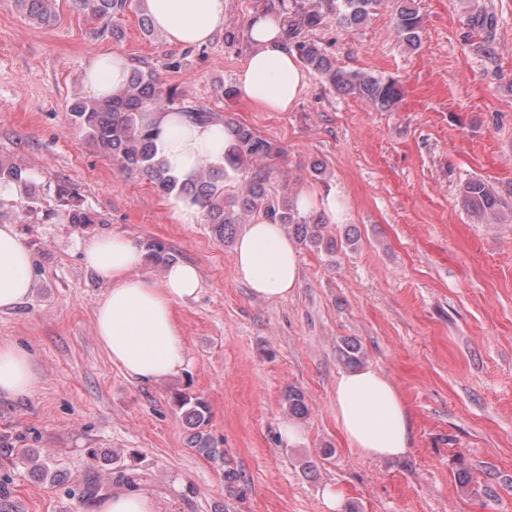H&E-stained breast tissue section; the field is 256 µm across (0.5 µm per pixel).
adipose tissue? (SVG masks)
I'll list each match as a JSON object with an SVG mask.
<instances>
[{"label":"adipose tissue","mask_w":512,"mask_h":512,"mask_svg":"<svg viewBox=\"0 0 512 512\" xmlns=\"http://www.w3.org/2000/svg\"><path fill=\"white\" fill-rule=\"evenodd\" d=\"M145 13L167 42L179 47L208 44L228 22L227 0H142ZM251 50L239 68L238 96L266 112H285L299 99L307 80L275 16L257 13L248 22ZM130 63L105 52L86 65L83 79L104 97L125 83ZM137 122L150 130L157 159L182 181L202 165L224 161L222 123L200 124L177 109L149 111ZM85 265L108 288L95 310L99 344L113 363L136 381L151 383L174 374L184 363L177 307L202 286L198 269L179 262L161 278L143 274L141 250L120 235L83 240ZM235 273L251 293L264 299L292 296L300 276V250L277 224L246 227L235 248ZM31 255L13 225H0V311L12 309L31 292ZM40 385L34 359L22 346L0 342V397L33 395ZM337 424L350 448L371 460H395L411 450L412 417L396 386L381 370L364 367L341 373L334 393Z\"/></svg>","instance_id":"ef3b65f1"}]
</instances>
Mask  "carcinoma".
<instances>
[{
  "instance_id": "obj_1",
  "label": "carcinoma",
  "mask_w": 512,
  "mask_h": 512,
  "mask_svg": "<svg viewBox=\"0 0 512 512\" xmlns=\"http://www.w3.org/2000/svg\"><path fill=\"white\" fill-rule=\"evenodd\" d=\"M381 3L382 0H265L263 12L273 13L280 19L285 40L300 62L323 74L336 91L356 94L376 110L391 112L403 98L397 80L338 68L324 46L303 36L304 31L322 25L328 17L341 27L358 29ZM15 4L29 20L41 26H50L57 19L54 0H15ZM391 4L396 35L409 48H417L422 17L414 0H391ZM71 5L98 21L100 28L105 30L116 16L132 8L133 0H71ZM174 97L175 93L164 87L156 70L139 60L131 64L127 82L111 97L77 96L73 98L69 112L72 124L88 143L123 172L148 180L163 195L178 194L190 199L201 210L205 223L212 226L218 240H230L238 224L262 221L282 225L305 247L329 253L336 251L337 240L323 233L326 226L323 214L312 211L301 215L288 197L268 192L267 185L276 175L271 161L282 155L283 150L231 117L223 118L228 136L224 164H207L197 178L182 182L156 160L151 134L135 128L134 116L150 109L168 108L174 104ZM232 176L238 180L240 189L235 195L228 196L224 193V182ZM11 183L21 184L24 188L16 214L20 220L45 222L61 216L70 224L103 223L98 214L73 203L74 192L66 183H59L54 189L61 210L43 209L28 171L1 159L0 185ZM463 202L470 213L488 224L499 223L512 215V194L506 198L478 178L465 183ZM340 356L345 364L355 366L363 358L362 347L353 340L346 341L340 347ZM176 402L193 430L190 448L207 459L221 462L225 483L239 484L238 472L224 459V449L215 447L204 433L210 416L208 404L186 393L177 396ZM285 404L292 417L302 418L307 414L305 396L299 390L288 389ZM17 459L43 479L57 477V471L50 463L31 448L18 451ZM113 474L117 482L129 488L137 487L141 481L139 473L122 466L114 468ZM99 492L98 477L92 474L79 487L78 499L88 501Z\"/></svg>"
}]
</instances>
